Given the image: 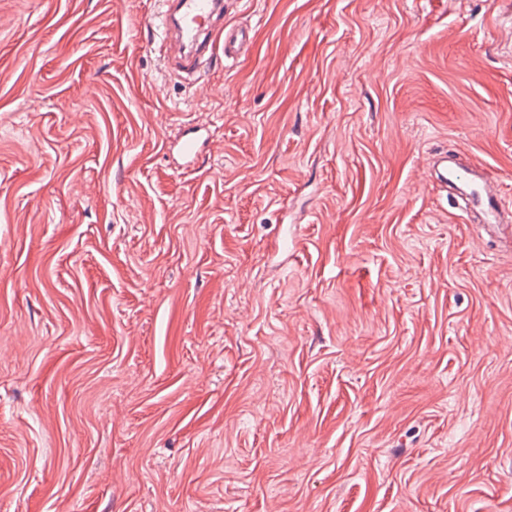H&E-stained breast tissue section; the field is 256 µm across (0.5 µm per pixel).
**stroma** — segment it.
I'll return each mask as SVG.
<instances>
[{"label":"stroma","instance_id":"obj_1","mask_svg":"<svg viewBox=\"0 0 512 512\" xmlns=\"http://www.w3.org/2000/svg\"><path fill=\"white\" fill-rule=\"evenodd\" d=\"M226 2L0 0V512H512V0ZM159 16L164 39L158 46L164 63L193 75L221 53L235 60L251 43V29L224 27L223 0H164ZM187 47L190 48L186 52ZM198 127H190L187 129L183 140L178 145L179 154L189 161L195 160L201 153L202 145L207 139L201 142L202 134ZM442 168L439 179L447 188L448 184L462 194L474 197V206L487 216H495L502 207L501 191L494 177L485 169H481L479 181L475 179V168L448 166V160Z\"/></svg>","mask_w":512,"mask_h":512}]
</instances>
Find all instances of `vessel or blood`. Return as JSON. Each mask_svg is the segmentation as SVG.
<instances>
[{
	"label": "vessel or blood",
	"instance_id": "b4317fda",
	"mask_svg": "<svg viewBox=\"0 0 512 512\" xmlns=\"http://www.w3.org/2000/svg\"><path fill=\"white\" fill-rule=\"evenodd\" d=\"M160 21L164 39L158 47L164 63L195 74L217 57L236 59L251 43L250 29L224 26V0H163ZM443 184L472 196L474 205L488 217L502 207L501 191L489 172L474 176L472 168L443 166Z\"/></svg>",
	"mask_w": 512,
	"mask_h": 512
}]
</instances>
